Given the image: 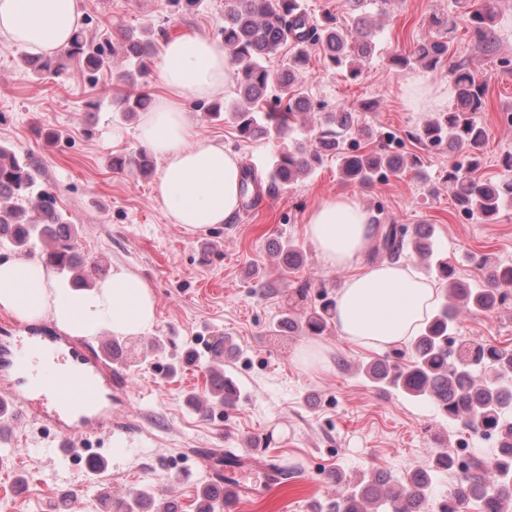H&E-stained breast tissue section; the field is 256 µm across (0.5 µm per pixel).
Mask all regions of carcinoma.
I'll return each instance as SVG.
<instances>
[{
    "label": "carcinoma",
    "instance_id": "carcinoma-1",
    "mask_svg": "<svg viewBox=\"0 0 512 512\" xmlns=\"http://www.w3.org/2000/svg\"><path fill=\"white\" fill-rule=\"evenodd\" d=\"M171 14L184 17L195 13L200 0H168ZM472 38L485 47L496 41V11L493 0L472 9ZM231 64L238 74V91L245 102L229 112L241 137L250 139L281 138L293 129L296 117L310 110L309 102L292 91L295 79L307 64L308 48L321 45L324 58L332 68H346L353 76L359 73V58L373 54V30L364 16L342 29L336 18L325 16L313 22L304 0H224V27L219 30ZM165 38L168 30L150 28L124 29L118 35L108 30L98 40L89 41L83 31L75 33L70 45L50 56L24 55V65L36 76L63 74L70 61H77L85 72L96 76L112 69L119 55L127 66L117 72V79L133 84L144 74L155 37ZM292 54L280 71L267 66L284 45ZM394 65L404 70L414 63L429 69L448 64L455 92L452 111L442 112L427 122L420 138L433 144L444 142L464 160L449 165L445 174L457 204L467 214L489 218L496 215L507 198H512V177L482 179L476 175L478 154L486 130L479 113L484 110L486 88L464 61H451L448 42L438 39L417 44L412 54L397 56ZM278 83L283 96L265 112L252 104L260 101L268 87ZM124 118L133 117L147 108L146 97L126 96L117 102ZM352 128L351 115L344 110L321 112L316 121L314 140L302 139L274 157L267 174L266 190L277 193L308 175L323 162L327 152L336 155L347 180L369 187L381 176H397L404 169V158L391 151L368 153L346 147ZM112 169L136 170L142 175L152 172L151 155L144 149L112 158ZM38 161L21 157L6 145H0V246L19 253L38 256L45 265L68 279L73 288H87L82 274L85 261L77 250V228L64 221L49 189L39 182ZM372 223L379 234L370 259L379 256L397 259L410 246L425 259L434 261V269L443 282L444 295L426 319L411 346L406 363L378 361L362 369L372 383L398 390L405 395L433 403L449 420L476 433L493 431L498 453L481 459L459 472L454 493L438 496L433 488L434 475L416 470L401 476L377 472L370 477L344 483L334 500L313 505L311 512H466L477 502L480 512H512V418L505 410L512 408V350L495 345H471L453 340L454 330L463 311L494 314L512 309V266L482 262L484 281L475 287L454 278V268L432 241L426 224L412 228L395 224ZM283 272L298 268L302 253L293 243L277 247ZM331 303L322 309L300 315L288 313V329L307 335H320L328 326ZM211 393L224 405L237 399L236 392L226 391L218 379ZM137 508L171 512L167 502L157 501L139 490L133 496Z\"/></svg>",
    "mask_w": 512,
    "mask_h": 512
}]
</instances>
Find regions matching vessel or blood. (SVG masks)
Here are the masks:
<instances>
[{
	"label": "vessel or blood",
	"instance_id": "obj_1",
	"mask_svg": "<svg viewBox=\"0 0 512 512\" xmlns=\"http://www.w3.org/2000/svg\"><path fill=\"white\" fill-rule=\"evenodd\" d=\"M127 375L106 351L60 335L50 324L26 327L24 335L0 338V427L36 420L55 433L53 451L69 453L91 436L113 437L112 395ZM229 512L245 483L241 473L218 476Z\"/></svg>",
	"mask_w": 512,
	"mask_h": 512
}]
</instances>
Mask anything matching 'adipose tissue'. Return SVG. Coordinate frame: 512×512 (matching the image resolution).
Masks as SVG:
<instances>
[{"mask_svg": "<svg viewBox=\"0 0 512 512\" xmlns=\"http://www.w3.org/2000/svg\"><path fill=\"white\" fill-rule=\"evenodd\" d=\"M82 20V0H0V37L33 54L63 49ZM156 73L165 92L142 115L136 137L164 161L156 192L169 221L189 234L205 232L235 216L241 162L194 134L183 100L221 94L234 69L221 46L187 32L164 40ZM306 233L326 264L353 270L336 296L333 321L341 336L377 349L417 335L437 291L404 265L364 264L372 230L358 200L323 198L307 216ZM0 310L22 323L50 319L70 336H94L105 328L116 336H142L156 323L157 296L148 280L125 267L94 288L75 289L59 283L39 260L15 257L0 262Z\"/></svg>", "mask_w": 512, "mask_h": 512, "instance_id": "ef3b65f1", "label": "adipose tissue"}]
</instances>
